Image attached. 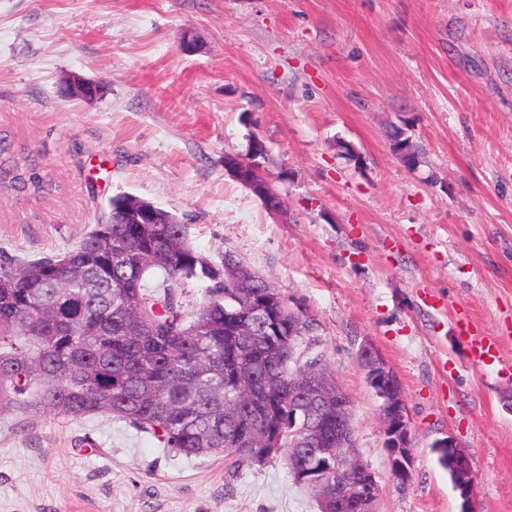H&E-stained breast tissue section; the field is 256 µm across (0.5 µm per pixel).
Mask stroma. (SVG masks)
<instances>
[{
	"label": "stroma",
	"instance_id": "1",
	"mask_svg": "<svg viewBox=\"0 0 512 512\" xmlns=\"http://www.w3.org/2000/svg\"><path fill=\"white\" fill-rule=\"evenodd\" d=\"M75 78L106 90L65 96ZM0 133L49 183L0 194L1 252L59 256L106 222L110 197L152 202L310 321L301 347L350 399L376 512H459L433 449L449 435L476 512H512V0H0ZM256 139L285 215L224 168ZM476 335L499 362L471 361ZM367 345L405 399L404 484ZM0 512L319 509L280 453L234 469L109 414L1 413Z\"/></svg>",
	"mask_w": 512,
	"mask_h": 512
}]
</instances>
